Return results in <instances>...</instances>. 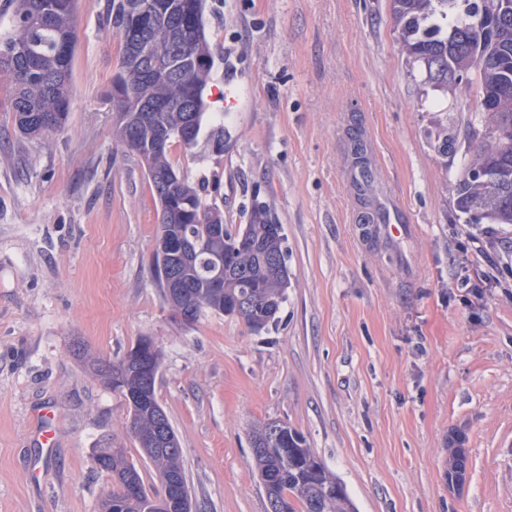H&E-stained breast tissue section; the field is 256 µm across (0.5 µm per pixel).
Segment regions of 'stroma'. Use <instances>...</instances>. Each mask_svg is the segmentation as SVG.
I'll list each match as a JSON object with an SVG mask.
<instances>
[{
  "mask_svg": "<svg viewBox=\"0 0 512 512\" xmlns=\"http://www.w3.org/2000/svg\"><path fill=\"white\" fill-rule=\"evenodd\" d=\"M104 6L75 4L62 130L21 138L0 78V512H100L110 482L91 455L107 442L158 486L123 397L89 369L142 337L197 512H268L250 442L267 421L305 437L357 512H512V225L466 223V157L438 151L473 136L465 89L424 84L391 0H207L204 97L224 136L169 159L225 223L270 205L290 283L263 332L208 310L184 325L152 273L146 171L113 119ZM379 212L405 233L367 224ZM43 408L49 455L30 439Z\"/></svg>",
  "mask_w": 512,
  "mask_h": 512,
  "instance_id": "stroma-1",
  "label": "stroma"
}]
</instances>
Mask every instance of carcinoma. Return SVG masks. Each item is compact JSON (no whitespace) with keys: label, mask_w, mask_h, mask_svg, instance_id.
Wrapping results in <instances>:
<instances>
[{"label":"carcinoma","mask_w":512,"mask_h":512,"mask_svg":"<svg viewBox=\"0 0 512 512\" xmlns=\"http://www.w3.org/2000/svg\"><path fill=\"white\" fill-rule=\"evenodd\" d=\"M138 2L106 0L104 9L105 26L123 44L117 89L129 107L118 135L144 163L159 205V223L177 238L202 244L185 294L165 301L176 314L193 308L196 319L205 309L239 316L260 333L275 322L287 299V253L283 244L271 239L275 214L265 203L254 204L248 224H225L220 207L206 202L168 160L172 142L180 141L187 149L196 144L181 140L178 131L190 126L199 132L207 126L224 129V117L208 111L204 98L214 66L204 25L206 0H151L147 18L139 15ZM74 4L75 0H14L12 18L0 36V74L10 82L9 106L24 138L57 131L66 121ZM471 7L494 13L490 31L460 26V15ZM392 12L403 48L420 65L424 81L446 88L456 74L467 71L466 88L474 91V98L463 108L484 118L480 140L467 146L470 158L455 180L454 207L463 215H478L480 222L512 224V180L493 195L469 176L476 166L512 174V0H392ZM141 105L151 107L158 119L143 121L137 112ZM243 239L269 246L268 275H255L256 256L240 245ZM219 259L225 260L222 288L214 287L212 280ZM141 388L142 376L134 368L111 386L125 398ZM151 395L152 403L134 411L140 454L158 475L184 479L180 444L167 416L171 447L155 443V411L161 405L154 386ZM93 453L112 463V499L103 500V512H174L170 500L146 488L125 449L95 448ZM252 453L268 512H356L343 484L298 431L267 422L253 432Z\"/></svg>","instance_id":"1"}]
</instances>
